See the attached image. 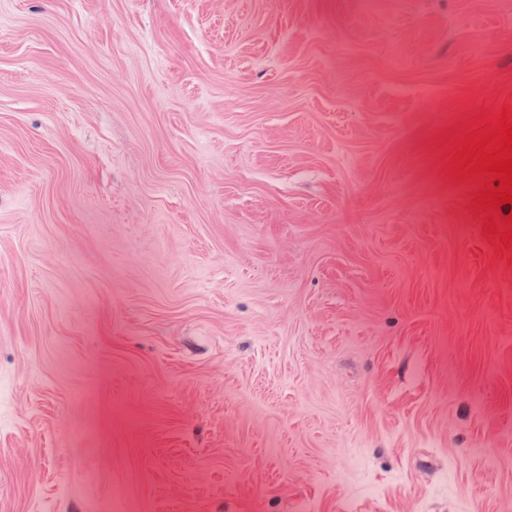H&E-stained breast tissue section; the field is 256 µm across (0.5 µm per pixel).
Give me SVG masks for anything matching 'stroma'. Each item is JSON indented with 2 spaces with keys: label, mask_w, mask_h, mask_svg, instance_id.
Segmentation results:
<instances>
[{
  "label": "stroma",
  "mask_w": 512,
  "mask_h": 512,
  "mask_svg": "<svg viewBox=\"0 0 512 512\" xmlns=\"http://www.w3.org/2000/svg\"><path fill=\"white\" fill-rule=\"evenodd\" d=\"M505 105L512 0H0V512H512Z\"/></svg>",
  "instance_id": "1"
}]
</instances>
